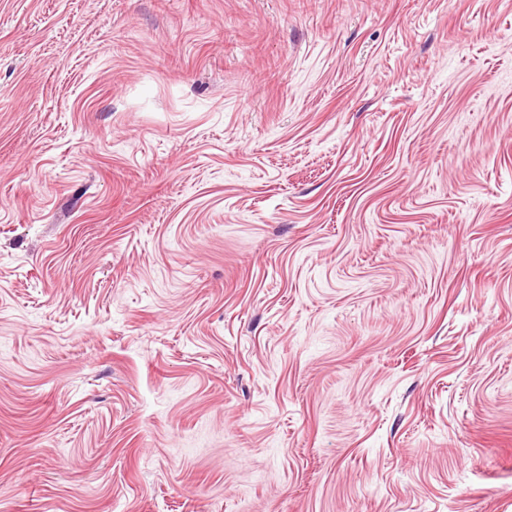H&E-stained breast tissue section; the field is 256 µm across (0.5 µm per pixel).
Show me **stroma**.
Wrapping results in <instances>:
<instances>
[{"mask_svg": "<svg viewBox=\"0 0 512 512\" xmlns=\"http://www.w3.org/2000/svg\"><path fill=\"white\" fill-rule=\"evenodd\" d=\"M0 512H512V0H0Z\"/></svg>", "mask_w": 512, "mask_h": 512, "instance_id": "35a3bbf8", "label": "stroma"}]
</instances>
